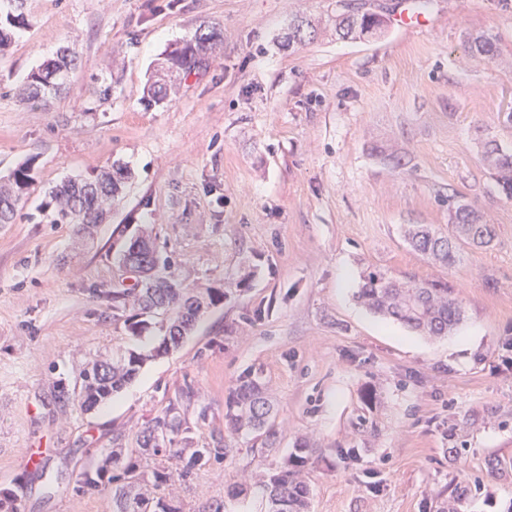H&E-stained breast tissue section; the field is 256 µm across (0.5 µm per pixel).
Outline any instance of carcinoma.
<instances>
[{
	"label": "carcinoma",
	"instance_id": "carcinoma-1",
	"mask_svg": "<svg viewBox=\"0 0 512 512\" xmlns=\"http://www.w3.org/2000/svg\"><path fill=\"white\" fill-rule=\"evenodd\" d=\"M12 10L0 14V53L9 48L14 38L13 28L23 15L18 13L23 0H7ZM382 24L381 18L363 12L352 13L343 0H336V33L343 39H357L376 33ZM219 33L211 29L201 30L188 36L175 45L165 56L164 62L156 70L148 88L153 102L165 98L167 91L176 87L180 75L193 70L207 59ZM475 53L489 59L494 58L496 47L488 37L472 40ZM78 60L76 49L64 48L56 58L48 60L31 71L25 82L17 88L22 98H47L58 90L49 88L44 78L49 70L70 72ZM484 160L494 171L495 181L508 200H512V152L487 143L484 147ZM128 175L126 167L118 162L100 172L91 180L67 179L50 191L54 203V222L66 223L74 219L84 224L95 223L109 212L112 201L118 194L122 180ZM33 182L31 167L17 168L5 182H0V223L7 224L17 214L22 196ZM451 224L448 233L443 234L425 224H415L408 232V241L414 249L428 258L445 265L455 262L463 246H487L494 239L491 225L482 221L477 209L468 202L457 200L448 204ZM138 261L146 265L148 271H159L168 267L160 260L152 248L141 250ZM357 299L370 311L392 318L408 328L427 336H446L463 318L461 302L453 296L448 284L439 281H415L400 278L386 271L369 272L357 293ZM218 297L212 293L186 297L183 292L155 283V288H141L133 297L131 307L136 313L129 316L132 332L142 331L147 320L143 315L160 309L176 312L175 318L166 325L165 334L181 336L193 329L184 315L196 317L206 304L212 305ZM150 355L130 351L112 358V361L97 360L84 372V385L81 392L82 405L91 407L112 396L130 383L138 374ZM227 428L235 432H258L268 444L276 441L274 421L271 419V406L264 397L258 373L249 370L239 379V383L229 396L224 412ZM182 428L180 415L173 405L168 406L154 419V425L143 435V447L134 448L130 453L123 450L112 451V468L121 473L108 478L115 483L112 487V501L117 512H181L172 505L167 496L160 493L171 479L186 480L197 465L210 458L225 456L230 449L198 448L191 454L190 461L178 467L177 459L181 452L168 448L163 452L149 450L153 431L160 429L177 434ZM314 449L299 446L282 466L267 475L264 488L268 498V512H309L310 489L300 476L301 468L312 459ZM144 455L160 458L152 469L153 481L145 479L140 471L141 457ZM125 484H119V481Z\"/></svg>",
	"mask_w": 512,
	"mask_h": 512
}]
</instances>
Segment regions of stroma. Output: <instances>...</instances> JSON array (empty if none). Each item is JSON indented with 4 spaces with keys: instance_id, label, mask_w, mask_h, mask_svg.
Wrapping results in <instances>:
<instances>
[{
    "instance_id": "obj_1",
    "label": "stroma",
    "mask_w": 512,
    "mask_h": 512,
    "mask_svg": "<svg viewBox=\"0 0 512 512\" xmlns=\"http://www.w3.org/2000/svg\"><path fill=\"white\" fill-rule=\"evenodd\" d=\"M366 2L385 23L352 40L336 34V0H26L0 55V180L24 164L34 176L0 224V491L20 512H115L78 474L140 447L171 404L174 447L232 449L171 487L182 512H267L258 476L302 442L311 512H441L474 479L465 512H512V201L482 160L489 141L512 151V0H432L409 29L396 17L411 0ZM307 20L314 38L289 43ZM202 27L220 32L215 51L177 97L148 102L158 58ZM479 35L495 59L472 57ZM67 46L79 58L61 90L20 99ZM116 161L130 176L100 224L53 223L52 187ZM452 196L495 237L443 266L405 231L447 230ZM138 234L186 293L218 299L88 409L84 369L158 343L157 325L132 335L112 299L139 282L121 262ZM376 268L448 283L462 321L437 338L370 313L355 294ZM250 369L271 448L224 427Z\"/></svg>"
}]
</instances>
